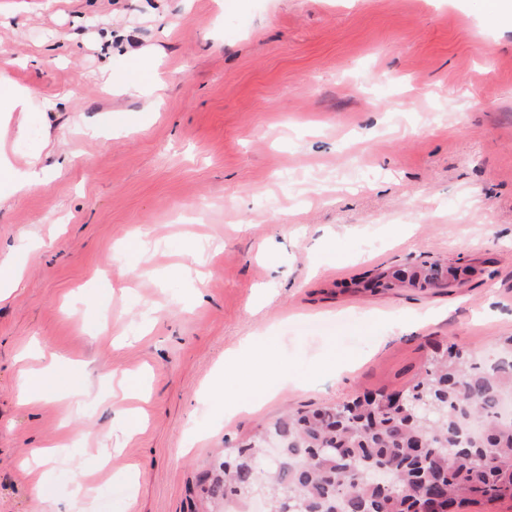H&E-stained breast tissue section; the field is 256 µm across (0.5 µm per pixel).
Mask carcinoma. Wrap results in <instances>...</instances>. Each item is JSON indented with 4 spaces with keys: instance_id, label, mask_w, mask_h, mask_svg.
I'll return each instance as SVG.
<instances>
[{
    "instance_id": "cac0c4a2",
    "label": "carcinoma",
    "mask_w": 512,
    "mask_h": 512,
    "mask_svg": "<svg viewBox=\"0 0 512 512\" xmlns=\"http://www.w3.org/2000/svg\"><path fill=\"white\" fill-rule=\"evenodd\" d=\"M379 273L394 287L462 284L458 268L427 275ZM498 358L483 366L454 343L436 345L411 384L400 391L290 412L265 430L280 440V463L258 465L260 434L224 454L222 484L211 490L229 503L266 494L272 512L281 495H297L294 512H448L468 500L512 499V420L499 413L512 389V336L497 344ZM481 431L465 435L471 424Z\"/></svg>"
}]
</instances>
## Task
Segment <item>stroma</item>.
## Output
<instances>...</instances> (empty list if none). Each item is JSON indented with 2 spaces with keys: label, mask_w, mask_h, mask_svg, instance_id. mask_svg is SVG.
<instances>
[{
  "label": "stroma",
  "mask_w": 512,
  "mask_h": 512,
  "mask_svg": "<svg viewBox=\"0 0 512 512\" xmlns=\"http://www.w3.org/2000/svg\"><path fill=\"white\" fill-rule=\"evenodd\" d=\"M142 53L166 85L149 124L90 133L142 110L100 81ZM14 84L55 102L62 166L0 207V259L27 253L0 301V512H41L42 494L209 512L201 472L284 410L404 389L435 341L488 353L512 336V27L477 0H0V94ZM43 130L15 112L0 144L31 156ZM137 231L157 273L123 279ZM424 261L471 271L459 287H356ZM264 331L286 374L225 418L207 389ZM331 346L356 368H327ZM38 347L94 395L19 401V358ZM137 373L132 434L103 390ZM90 431L137 473L134 502L108 475L79 498ZM51 441L70 463L29 469Z\"/></svg>",
  "instance_id": "obj_1"
}]
</instances>
